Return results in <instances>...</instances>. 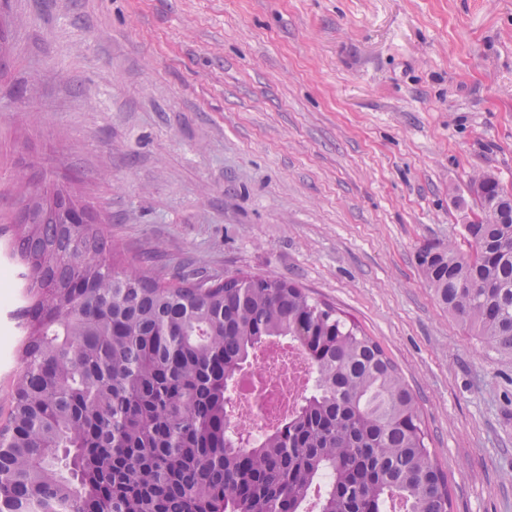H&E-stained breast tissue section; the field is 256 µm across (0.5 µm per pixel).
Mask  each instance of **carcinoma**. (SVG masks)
Returning a JSON list of instances; mask_svg holds the SVG:
<instances>
[{
  "label": "carcinoma",
  "mask_w": 512,
  "mask_h": 512,
  "mask_svg": "<svg viewBox=\"0 0 512 512\" xmlns=\"http://www.w3.org/2000/svg\"><path fill=\"white\" fill-rule=\"evenodd\" d=\"M470 251H419L440 304L512 357V196L470 180ZM56 184L23 208L24 338L0 424V512H448L415 396L359 326L285 280L168 282L116 266L96 224L67 222ZM297 342L314 391L254 444L228 422L229 382L266 345ZM331 476L320 489L319 480Z\"/></svg>",
  "instance_id": "1"
}]
</instances>
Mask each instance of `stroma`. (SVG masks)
<instances>
[{
	"instance_id": "35a3bbf8",
	"label": "stroma",
	"mask_w": 512,
	"mask_h": 512,
	"mask_svg": "<svg viewBox=\"0 0 512 512\" xmlns=\"http://www.w3.org/2000/svg\"><path fill=\"white\" fill-rule=\"evenodd\" d=\"M0 277L64 185L116 258L292 281L413 390L451 512H512V358L438 304L471 177L512 191V0H0Z\"/></svg>"
}]
</instances>
